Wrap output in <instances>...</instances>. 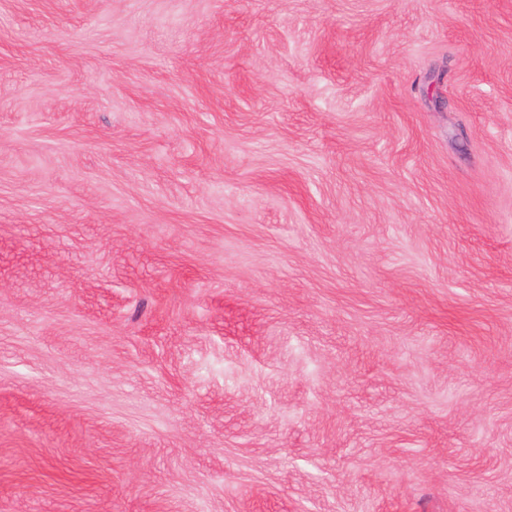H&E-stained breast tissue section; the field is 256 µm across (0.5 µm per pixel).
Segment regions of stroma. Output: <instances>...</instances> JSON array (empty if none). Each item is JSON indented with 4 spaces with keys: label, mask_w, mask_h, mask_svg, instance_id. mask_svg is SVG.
<instances>
[{
    "label": "stroma",
    "mask_w": 512,
    "mask_h": 512,
    "mask_svg": "<svg viewBox=\"0 0 512 512\" xmlns=\"http://www.w3.org/2000/svg\"><path fill=\"white\" fill-rule=\"evenodd\" d=\"M0 512H512V0H0Z\"/></svg>",
    "instance_id": "obj_1"
}]
</instances>
